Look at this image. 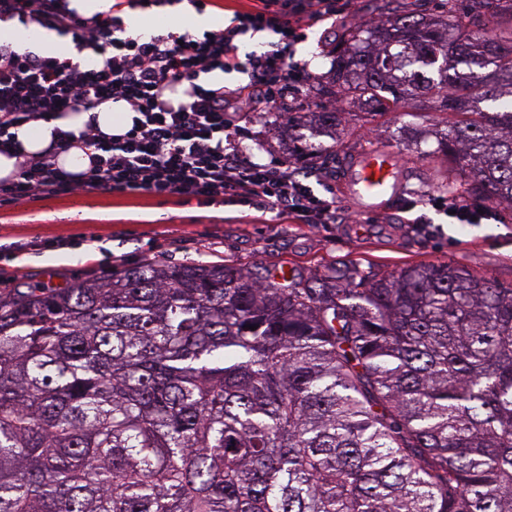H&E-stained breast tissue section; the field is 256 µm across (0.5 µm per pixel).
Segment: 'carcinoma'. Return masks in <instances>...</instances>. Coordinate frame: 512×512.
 Segmentation results:
<instances>
[{
  "mask_svg": "<svg viewBox=\"0 0 512 512\" xmlns=\"http://www.w3.org/2000/svg\"><path fill=\"white\" fill-rule=\"evenodd\" d=\"M512 0L326 45L348 101L429 89L454 196L512 203ZM339 113H288L298 137ZM0 512H512V283L147 260L0 297Z\"/></svg>",
  "mask_w": 512,
  "mask_h": 512,
  "instance_id": "1",
  "label": "carcinoma"
}]
</instances>
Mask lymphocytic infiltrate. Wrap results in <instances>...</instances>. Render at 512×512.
Wrapping results in <instances>:
<instances>
[{"mask_svg": "<svg viewBox=\"0 0 512 512\" xmlns=\"http://www.w3.org/2000/svg\"><path fill=\"white\" fill-rule=\"evenodd\" d=\"M174 0H114L112 10L81 17L68 0H0V24L13 20L70 36L76 49L98 54L87 67L60 54L19 52L0 39V152L19 153L15 130L63 113L125 103L135 117L122 135L94 124L80 134L54 129L48 149L24 156L13 178L0 181V203L66 194L146 193L206 203L259 206L301 224H332L336 202L315 195L288 165L256 164L244 157L232 132L247 112H276L287 94H300L303 64L293 47L307 24L335 19L344 0H259L225 28L203 35L167 28L149 38L121 37V12L165 7ZM269 31L275 42L240 56L237 39ZM247 74L230 88L201 83L213 71ZM81 148L88 168L74 174L60 154Z\"/></svg>", "mask_w": 512, "mask_h": 512, "instance_id": "f902f5d3", "label": "lymphocytic infiltrate"}]
</instances>
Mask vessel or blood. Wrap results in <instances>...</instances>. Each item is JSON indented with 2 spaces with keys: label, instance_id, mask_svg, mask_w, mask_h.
Here are the masks:
<instances>
[{
  "label": "vessel or blood",
  "instance_id": "obj_1",
  "mask_svg": "<svg viewBox=\"0 0 512 512\" xmlns=\"http://www.w3.org/2000/svg\"><path fill=\"white\" fill-rule=\"evenodd\" d=\"M402 184V164L397 155L371 149L355 155L344 180V192L361 211L382 213L398 198Z\"/></svg>",
  "mask_w": 512,
  "mask_h": 512
}]
</instances>
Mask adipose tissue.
Masks as SVG:
<instances>
[{
	"label": "adipose tissue",
	"instance_id": "1",
	"mask_svg": "<svg viewBox=\"0 0 512 512\" xmlns=\"http://www.w3.org/2000/svg\"><path fill=\"white\" fill-rule=\"evenodd\" d=\"M133 114L124 103H106L99 106L95 113L67 112L50 121H41L32 126H23L18 130V140L23 153L33 154L46 149L52 139L53 129L65 131H83L88 122H95L105 135L124 134L132 125Z\"/></svg>",
	"mask_w": 512,
	"mask_h": 512
}]
</instances>
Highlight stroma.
Segmentation results:
<instances>
[{
    "instance_id": "obj_1",
    "label": "stroma",
    "mask_w": 512,
    "mask_h": 512,
    "mask_svg": "<svg viewBox=\"0 0 512 512\" xmlns=\"http://www.w3.org/2000/svg\"><path fill=\"white\" fill-rule=\"evenodd\" d=\"M426 3L434 9L439 6L438 0H354V11L338 16L335 24L306 29L296 47L297 59L306 65L304 89L330 84V61L321 48L338 40L344 25L364 17L418 15ZM346 111L335 135L320 140L324 150L316 166L323 179L313 185L317 194L338 200L335 223L293 224L285 218L264 223L249 207L205 206L148 194L92 192L0 206V294L23 281L62 287L90 273L109 274L150 258L287 267L307 273L325 272L339 262L385 273L451 262L475 275L512 283L511 210L497 208L496 219L485 224H453L431 205L444 195L441 181L448 163L424 135L447 126L451 114L436 111L426 98L386 115L352 102ZM418 136L425 152L420 159L409 147ZM236 141L252 162H288L295 170L305 168L288 151L284 120L272 114L241 121ZM374 147L394 152L407 177L400 201L389 212L363 215L345 198L342 174L328 166L327 159ZM421 215L438 225L434 237L411 232L412 220ZM356 222L365 235L351 232Z\"/></svg>"
}]
</instances>
